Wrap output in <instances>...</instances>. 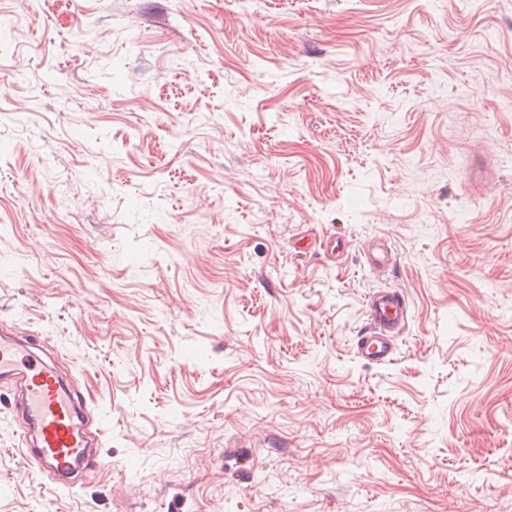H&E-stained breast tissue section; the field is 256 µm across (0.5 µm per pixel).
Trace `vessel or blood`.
<instances>
[{
	"mask_svg": "<svg viewBox=\"0 0 512 512\" xmlns=\"http://www.w3.org/2000/svg\"><path fill=\"white\" fill-rule=\"evenodd\" d=\"M394 259L393 249L382 241L373 242L364 254L369 267L383 271ZM408 315L402 291L375 292L367 302L366 327L355 340L357 357L371 365L391 362ZM0 382L14 392L12 410L24 422L21 445L39 474L69 488L79 472L98 465L101 431L87 400L75 378L38 348L36 337L0 333Z\"/></svg>",
	"mask_w": 512,
	"mask_h": 512,
	"instance_id": "1",
	"label": "vessel or blood"
}]
</instances>
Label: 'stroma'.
Here are the masks:
<instances>
[{
    "label": "stroma",
    "instance_id": "35a3bbf8",
    "mask_svg": "<svg viewBox=\"0 0 512 512\" xmlns=\"http://www.w3.org/2000/svg\"><path fill=\"white\" fill-rule=\"evenodd\" d=\"M17 11L0 326L103 445L52 488L0 387V512H512V0ZM383 288L410 317L373 366ZM395 254L391 246L383 241H374L364 252L365 263L370 268L380 269L383 272L394 263ZM409 303L404 293L388 288L375 292L367 302L365 330L355 340V353L367 364L391 362L397 354V336L408 321Z\"/></svg>",
    "mask_w": 512,
    "mask_h": 512
}]
</instances>
